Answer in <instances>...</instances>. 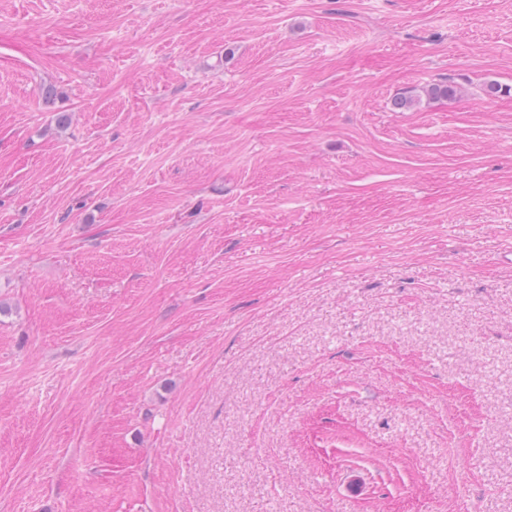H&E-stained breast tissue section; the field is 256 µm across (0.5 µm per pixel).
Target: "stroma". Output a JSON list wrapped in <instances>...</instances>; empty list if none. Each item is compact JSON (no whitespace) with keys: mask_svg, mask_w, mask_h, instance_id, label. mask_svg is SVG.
I'll use <instances>...</instances> for the list:
<instances>
[{"mask_svg":"<svg viewBox=\"0 0 512 512\" xmlns=\"http://www.w3.org/2000/svg\"><path fill=\"white\" fill-rule=\"evenodd\" d=\"M0 512H512V0H0Z\"/></svg>","mask_w":512,"mask_h":512,"instance_id":"obj_1","label":"stroma"}]
</instances>
